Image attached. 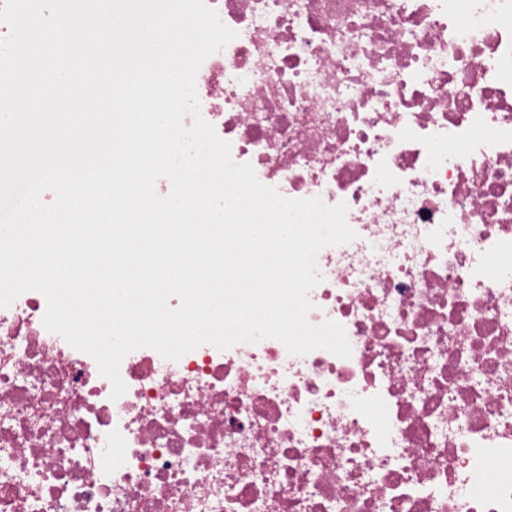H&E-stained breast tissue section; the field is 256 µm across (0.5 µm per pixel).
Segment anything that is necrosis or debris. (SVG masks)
Wrapping results in <instances>:
<instances>
[{"instance_id": "necrosis-or-debris-1", "label": "necrosis or debris", "mask_w": 512, "mask_h": 512, "mask_svg": "<svg viewBox=\"0 0 512 512\" xmlns=\"http://www.w3.org/2000/svg\"><path fill=\"white\" fill-rule=\"evenodd\" d=\"M236 38L196 76L202 117L291 199L346 203L311 324L112 385L0 309V512H512V0H206Z\"/></svg>"}]
</instances>
